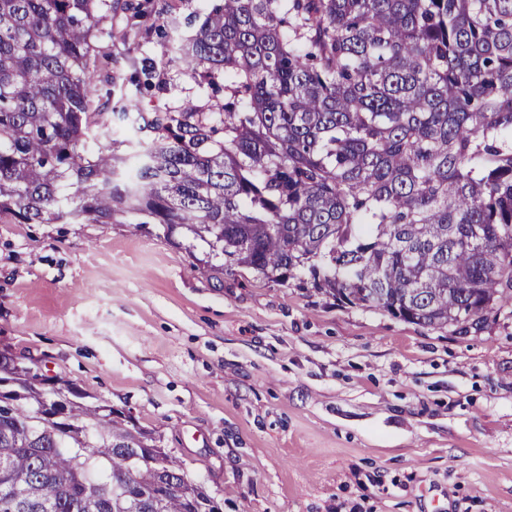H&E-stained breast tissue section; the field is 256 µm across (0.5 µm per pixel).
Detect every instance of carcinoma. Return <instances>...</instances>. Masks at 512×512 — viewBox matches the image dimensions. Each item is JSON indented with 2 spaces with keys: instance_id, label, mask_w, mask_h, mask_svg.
<instances>
[{
  "instance_id": "obj_1",
  "label": "carcinoma",
  "mask_w": 512,
  "mask_h": 512,
  "mask_svg": "<svg viewBox=\"0 0 512 512\" xmlns=\"http://www.w3.org/2000/svg\"><path fill=\"white\" fill-rule=\"evenodd\" d=\"M110 0H0V222L156 224L422 328L512 310V0H209L216 112L93 111ZM103 134L114 150L95 154ZM77 186L75 193L67 192ZM161 437L0 352V512H210Z\"/></svg>"
}]
</instances>
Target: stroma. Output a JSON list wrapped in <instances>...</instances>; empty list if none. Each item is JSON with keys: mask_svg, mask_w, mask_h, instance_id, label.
<instances>
[{"mask_svg": "<svg viewBox=\"0 0 512 512\" xmlns=\"http://www.w3.org/2000/svg\"><path fill=\"white\" fill-rule=\"evenodd\" d=\"M204 0H112L100 112L215 111ZM156 225L1 224L0 351L132 414L224 512H512V315L461 336L198 268Z\"/></svg>", "mask_w": 512, "mask_h": 512, "instance_id": "obj_1", "label": "stroma"}]
</instances>
